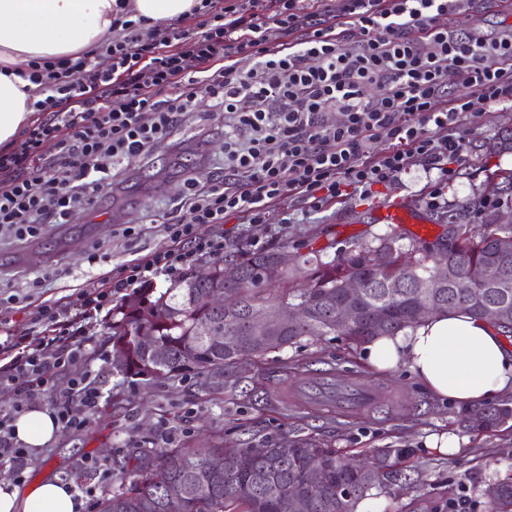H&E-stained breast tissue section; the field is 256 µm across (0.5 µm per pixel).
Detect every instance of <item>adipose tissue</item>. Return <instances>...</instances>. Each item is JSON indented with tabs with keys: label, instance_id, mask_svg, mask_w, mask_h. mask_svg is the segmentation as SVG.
I'll list each match as a JSON object with an SVG mask.
<instances>
[{
	"label": "adipose tissue",
	"instance_id": "obj_1",
	"mask_svg": "<svg viewBox=\"0 0 512 512\" xmlns=\"http://www.w3.org/2000/svg\"><path fill=\"white\" fill-rule=\"evenodd\" d=\"M115 0H0V146L12 144L29 123L37 84L24 78L30 61L60 58L97 48L112 36ZM150 24L181 19L197 0H128ZM370 369L405 366L431 395L480 407L512 392V346L494 323L463 311L427 317L394 336L364 347ZM58 425L45 410L32 409L14 423L18 440L42 446ZM68 485L58 479L27 491L0 482V512H79Z\"/></svg>",
	"mask_w": 512,
	"mask_h": 512
}]
</instances>
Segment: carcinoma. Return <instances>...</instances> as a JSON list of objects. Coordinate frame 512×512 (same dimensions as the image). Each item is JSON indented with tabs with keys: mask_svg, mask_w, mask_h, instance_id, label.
Returning a JSON list of instances; mask_svg holds the SVG:
<instances>
[{
	"mask_svg": "<svg viewBox=\"0 0 512 512\" xmlns=\"http://www.w3.org/2000/svg\"><path fill=\"white\" fill-rule=\"evenodd\" d=\"M504 234L512 235V224L485 221L458 225L448 250V287L439 297L429 288L402 287L417 276L427 279L435 273L436 254L424 248L414 254L404 252L393 237L382 239L374 248L356 245L339 264L308 257L273 283L262 279V261L271 254L269 250L237 255L236 265L242 274L239 280H225L223 261L218 260L212 264L213 277L208 281L194 280L191 272L159 294L154 288H140L121 299L112 309V345L125 347L129 358L115 371L127 377L169 381L188 372L208 377L243 361L281 352L304 339L318 342L343 336L361 346L375 336L415 326L419 318L414 315V306L420 299L430 301L436 314L464 310L478 318L486 304L500 305L508 313V322L502 327L512 338V273L495 288L484 283V261L495 252L498 236ZM384 252L391 253V259L380 269L376 260ZM353 277L367 283L361 306L384 314L380 327L345 328L336 322V305L343 300L340 284ZM216 286L237 293L239 307L235 311L219 312L207 306L205 296ZM268 304L304 306L309 317L270 343L242 341L250 312ZM201 324L225 336V341L216 343L202 335ZM143 332L151 333L166 349V361H155L139 345L138 336ZM511 420L512 404L506 401L484 409L479 416L468 415L462 427L481 432ZM312 448L325 466L317 483L309 482L306 474ZM219 452L227 449H165L138 457L132 468L119 462L114 468L117 486L102 496L98 512H167L165 489L182 482L192 487V493L184 500L181 512H277L276 495L288 492L304 499V512H354L355 504L368 491L386 485L393 467L390 457L401 460L408 456L405 449L381 453L373 467L345 474L349 492L338 494L336 472L343 470L345 457L313 436L280 438L268 462L251 460L246 449L239 448L237 456L227 458L224 470L215 472L208 469L207 461ZM485 496L490 512H512V478L488 485Z\"/></svg>",
	"mask_w": 512,
	"mask_h": 512,
	"instance_id": "1",
	"label": "carcinoma"
}]
</instances>
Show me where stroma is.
<instances>
[{
  "label": "stroma",
  "instance_id": "35a3bbf8",
  "mask_svg": "<svg viewBox=\"0 0 512 512\" xmlns=\"http://www.w3.org/2000/svg\"><path fill=\"white\" fill-rule=\"evenodd\" d=\"M451 24L466 32L497 33L512 24V0H471ZM197 130V113L187 114L177 134L155 148L153 165L131 166L121 191H104L97 202L101 217L79 209L69 223L46 226L39 238L24 242L0 238V299L12 301L0 310V322L26 335L30 332L27 305L52 300L76 311L81 300L75 285L87 253L106 254V261L94 267L105 277L113 267L160 247L161 224L172 215L185 179L207 183L224 165L221 119H214L205 135ZM511 132L512 107L484 109L455 130L462 152L452 161V173L442 187V208L428 207L435 175L418 160L391 181L374 186L364 199L336 198L317 211L300 201L285 200L275 206L270 223L231 220L233 236L224 255L234 257L256 242L266 250L281 248L296 258L316 254L328 262L341 259L352 244H372L382 236L398 237L405 248L418 241L439 243L450 237L470 202H487V214H494L489 188L512 170V152L498 151L497 144ZM394 199L430 226V234L419 240L409 225L380 223L379 208ZM285 212L291 218L287 224L280 221ZM128 226L134 227L133 235H125ZM44 273L51 276L46 288L30 289L29 281ZM109 324V318L101 317L86 327L92 348L102 354L92 367L104 392L86 426L79 431L59 427L50 442L32 449V462L23 476L0 463L1 478L19 479L26 488L54 476L73 486L94 487L95 495L85 498L83 512H97L99 496L112 486L101 478V471L141 451L213 443L226 448L269 447L276 438L308 434L350 458H367L384 448L408 450L404 467L410 478L388 490L373 491L378 512H489L484 489L512 475V422L479 435L462 432L464 407L427 393L407 368L370 371L361 348L345 337L302 341L278 357L243 363L220 380L189 374L163 382L147 376L126 378L113 370ZM324 370L361 378L380 394L383 409L350 419L332 407L292 402L294 385ZM435 434L458 437V449L448 454L432 450L430 439ZM92 459L97 469L89 468Z\"/></svg>",
  "mask_w": 512,
  "mask_h": 512
}]
</instances>
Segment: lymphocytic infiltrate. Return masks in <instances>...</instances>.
Instances as JSON below:
<instances>
[{
	"label": "lymphocytic infiltrate",
	"mask_w": 512,
	"mask_h": 512,
	"mask_svg": "<svg viewBox=\"0 0 512 512\" xmlns=\"http://www.w3.org/2000/svg\"><path fill=\"white\" fill-rule=\"evenodd\" d=\"M468 2L338 0L332 23L305 0H270L267 19L251 0H201L189 31L130 19L117 0L111 42L31 61L39 117L15 146L0 149L1 235L24 240L68 223L74 209L174 136L203 98L224 115V173L204 185L186 179L178 215L163 224L165 245L117 267L109 285L92 271L102 255L88 253L78 313L42 304L30 313V336L0 325V388L38 397L59 373L85 364L55 406L57 421L83 429L72 406L90 411L104 396L83 324L116 295L220 256L222 225L268 223L283 199L318 210L351 192L365 198L419 159L446 182L461 153L454 129L485 107H512V31L457 33L447 20ZM450 70L463 93L449 95ZM76 71L78 83L70 79ZM381 138L389 147L378 155ZM52 140L59 152L51 157L42 147ZM60 167L66 178L57 177ZM51 346L58 352L49 357Z\"/></svg>",
	"instance_id": "1"
}]
</instances>
